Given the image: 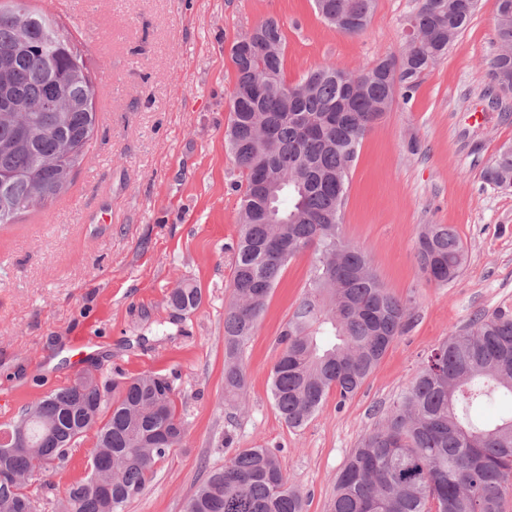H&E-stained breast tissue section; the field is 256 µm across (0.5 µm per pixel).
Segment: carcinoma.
Wrapping results in <instances>:
<instances>
[{
    "label": "carcinoma",
    "instance_id": "carcinoma-1",
    "mask_svg": "<svg viewBox=\"0 0 512 512\" xmlns=\"http://www.w3.org/2000/svg\"><path fill=\"white\" fill-rule=\"evenodd\" d=\"M478 0H420L402 49L361 73L324 63L294 85L283 76L285 37L273 19L252 45H232L236 78L225 141L242 174L240 233L224 310V398L243 397L244 348L288 264L312 251L303 296L282 330L271 396L284 421L302 426L331 391L361 387L407 327L408 308L381 284L368 254L339 234L349 175L365 134L390 111L397 89L411 93L471 23ZM345 35L367 26L374 0H314ZM490 62L497 96L512 92V0H498ZM0 224L63 193L96 131L87 67L54 20L27 0L0 3ZM74 104L57 109V97ZM21 102L22 112H9ZM496 187L512 182V147L485 169ZM415 257L427 281L446 284L466 252L448 224L418 233ZM202 291L183 282L168 297L179 316ZM174 379L145 371L101 383L93 374L25 406L1 425L24 445L0 452V468L51 477L78 439L95 430L96 476L70 484L60 512H122L156 464L186 444ZM512 405V311L499 309L454 330L413 384L366 434L336 477L330 512H506L512 493V410L492 421L477 411ZM27 480L0 481V512H38ZM185 512H303L278 454L245 448L211 471Z\"/></svg>",
    "mask_w": 512,
    "mask_h": 512
}]
</instances>
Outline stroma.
Masks as SVG:
<instances>
[{"label": "stroma", "mask_w": 512, "mask_h": 512, "mask_svg": "<svg viewBox=\"0 0 512 512\" xmlns=\"http://www.w3.org/2000/svg\"><path fill=\"white\" fill-rule=\"evenodd\" d=\"M54 15L84 55L98 125L68 190L0 226V424L72 384L89 364L110 379L175 374L184 448L156 466L123 512H183L211 470L237 450L278 453L305 512H330L336 475L361 438L411 385L453 329L512 309V188L483 179L512 116L489 112L483 93L497 51V0H479L469 27L411 96L397 95L369 131L351 172L341 232L360 244L408 327L348 399L329 397L289 427L269 391L279 334L303 294L310 254L283 272L244 352L241 413L224 400V308L230 288L242 176L226 149L235 69L230 48L259 22L285 35L288 83L329 61L347 71L396 53L419 0H375L366 29L338 33L313 0H29ZM425 224L455 227L467 252L452 282H427L414 242ZM200 306L175 319L167 296L181 282ZM85 333L90 360L76 361ZM93 434L70 449L43 492L55 512L63 486L87 474Z\"/></svg>", "instance_id": "obj_1"}]
</instances>
